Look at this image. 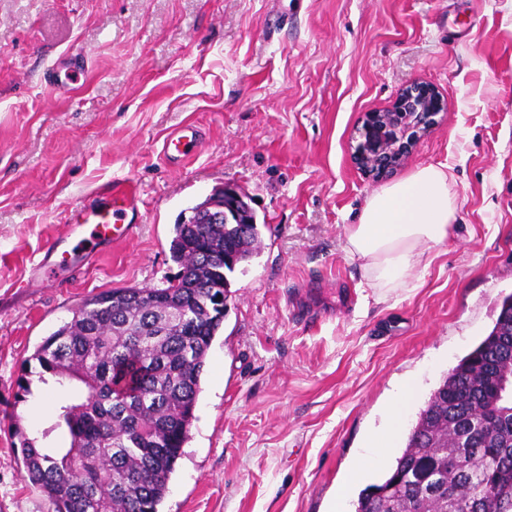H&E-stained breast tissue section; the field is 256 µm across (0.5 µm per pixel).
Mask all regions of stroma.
<instances>
[{"mask_svg": "<svg viewBox=\"0 0 512 512\" xmlns=\"http://www.w3.org/2000/svg\"><path fill=\"white\" fill-rule=\"evenodd\" d=\"M77 53L88 77L60 94L44 74ZM415 81L444 108L394 177L447 163L458 222L381 302L344 249L382 186L351 154L366 113ZM187 121L203 138L177 169L162 144ZM122 181L142 202L134 238L32 281L66 216ZM226 186L262 247L228 276L159 512H329L396 388L418 385L370 484L512 294V0H0V512H51L9 429L68 446L55 408L84 393L34 383L31 422L23 361L86 298L166 287L176 224Z\"/></svg>", "mask_w": 512, "mask_h": 512, "instance_id": "obj_1", "label": "stroma"}]
</instances>
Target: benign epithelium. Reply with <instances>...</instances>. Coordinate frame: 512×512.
I'll use <instances>...</instances> for the list:
<instances>
[{
  "label": "benign epithelium",
  "mask_w": 512,
  "mask_h": 512,
  "mask_svg": "<svg viewBox=\"0 0 512 512\" xmlns=\"http://www.w3.org/2000/svg\"><path fill=\"white\" fill-rule=\"evenodd\" d=\"M440 110L442 103L435 89L421 82L406 85L392 108L368 114L362 128L364 141L353 152L354 164L377 178L389 175L430 131ZM224 192L223 204L208 206V213L200 223L228 224L233 217L248 219L251 207L242 193L233 187Z\"/></svg>",
  "instance_id": "7a95c632"
}]
</instances>
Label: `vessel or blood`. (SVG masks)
I'll return each mask as SVG.
<instances>
[{
	"instance_id": "1",
	"label": "vessel or blood",
	"mask_w": 512,
	"mask_h": 512,
	"mask_svg": "<svg viewBox=\"0 0 512 512\" xmlns=\"http://www.w3.org/2000/svg\"><path fill=\"white\" fill-rule=\"evenodd\" d=\"M85 70L84 59L74 56L69 58L66 70L49 69L44 78L65 93ZM200 139L199 126L184 124L164 140L163 154L170 162H184L194 153ZM139 215L140 201L130 185L117 183L101 187L93 201L81 205L68 216L67 233L49 244L39 263L40 268L50 277L82 270L104 245L132 237Z\"/></svg>"
}]
</instances>
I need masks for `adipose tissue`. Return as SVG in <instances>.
<instances>
[{
	"label": "adipose tissue",
	"mask_w": 512,
	"mask_h": 512,
	"mask_svg": "<svg viewBox=\"0 0 512 512\" xmlns=\"http://www.w3.org/2000/svg\"><path fill=\"white\" fill-rule=\"evenodd\" d=\"M456 219L447 164L420 165L365 201L344 249L359 261L370 287L405 286L423 267L426 245L446 241Z\"/></svg>",
	"instance_id": "obj_1"
}]
</instances>
